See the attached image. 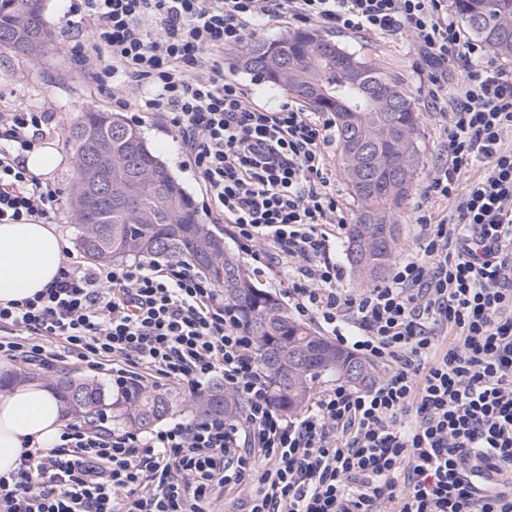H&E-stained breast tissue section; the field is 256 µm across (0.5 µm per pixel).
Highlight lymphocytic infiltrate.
<instances>
[{
    "label": "lymphocytic infiltrate",
    "instance_id": "1",
    "mask_svg": "<svg viewBox=\"0 0 512 512\" xmlns=\"http://www.w3.org/2000/svg\"><path fill=\"white\" fill-rule=\"evenodd\" d=\"M288 19L339 33L409 35L435 66L445 161L427 192L454 207L418 216L416 254L375 287L341 288L325 225L334 122L290 102L271 110L224 75L248 32ZM84 74L138 91L169 115L207 205L241 249L280 277L289 307L386 373L321 390L296 414L267 381L219 291L189 264L64 267L48 288L0 306V357L50 367L55 347L124 387L139 372L199 395L214 379L237 421L173 422L144 434L106 418L66 424L0 476V512H512V73L490 65L448 0H83ZM460 63L449 83L442 66ZM54 113L0 111V224H46L59 192L24 155ZM484 172L467 186L475 163Z\"/></svg>",
    "mask_w": 512,
    "mask_h": 512
}]
</instances>
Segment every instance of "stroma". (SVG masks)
I'll list each match as a JSON object with an SVG mask.
<instances>
[{"mask_svg":"<svg viewBox=\"0 0 512 512\" xmlns=\"http://www.w3.org/2000/svg\"><path fill=\"white\" fill-rule=\"evenodd\" d=\"M81 0H48L46 16L57 34V50L48 57L23 56L0 47V107L21 104L39 110L53 112L59 128L51 142L62 156L61 164L53 171L50 182L60 192V204L54 217L61 233L68 240H75L76 230L71 220V192L75 179L74 152L65 142L64 132L73 124L84 108L94 106L110 112L123 111L125 116H139V128L191 192L198 207H205L206 197L194 171L184 161L173 142L174 131L164 114L139 113L134 104L136 93L132 89L115 90L111 86H98L90 82L75 65L70 48L76 33L66 20L80 5ZM342 43L367 57L394 78L414 100L423 114V147L420 155L415 189L408 197L397 217L400 224L397 256L414 253L418 247L421 227L415 222V208L420 202L431 172L443 155L446 120L435 112L428 98V86L424 75L425 66L409 37L381 40L373 36L341 35ZM130 100L131 106L120 109L119 100ZM0 370L11 372L15 377H36L50 382L54 371L70 373L73 377L90 379L103 385H111L108 371H91L66 358L57 370L44 369L11 360L0 359Z\"/></svg>","mask_w":512,"mask_h":512,"instance_id":"obj_1","label":"stroma"}]
</instances>
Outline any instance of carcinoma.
<instances>
[{"label": "carcinoma", "instance_id": "1", "mask_svg": "<svg viewBox=\"0 0 512 512\" xmlns=\"http://www.w3.org/2000/svg\"><path fill=\"white\" fill-rule=\"evenodd\" d=\"M470 32L496 54L512 57V0H453ZM29 0H0V30L18 34L7 48L21 55L57 49L46 15L28 11ZM237 64L259 80L282 88L316 112L333 115L343 172L358 204L348 225V262L373 281L385 277L394 257L399 224L392 220L411 193L422 152V113L401 86L366 58L313 29L292 30L271 42H250L235 54ZM74 150L77 188L71 201L79 246L88 259L111 262L148 257L165 264H190L224 294V305L252 337L254 351L268 381L271 402L293 413L309 399L320 380L343 377L326 351L338 352L331 340L296 320L280 300L252 278L239 256L224 244V228L208 224L193 197L152 149L141 129L120 112L87 107L67 132ZM95 164L112 183H133L142 169L158 176L156 185L135 195L112 196L90 229L79 204L83 174ZM310 354L306 367L273 368L275 349ZM66 415L89 418L107 409L112 417L148 431L175 407L171 394L128 384L119 392L88 379L61 374L50 382ZM202 418L234 419L241 405L216 382L194 398Z\"/></svg>", "mask_w": 512, "mask_h": 512}]
</instances>
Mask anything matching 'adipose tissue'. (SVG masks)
I'll return each mask as SVG.
<instances>
[{
  "label": "adipose tissue",
  "instance_id": "obj_1",
  "mask_svg": "<svg viewBox=\"0 0 512 512\" xmlns=\"http://www.w3.org/2000/svg\"><path fill=\"white\" fill-rule=\"evenodd\" d=\"M70 244L54 224H0V305L47 288L69 260ZM64 426L63 408L37 379L0 391V474L17 469L25 449L51 448Z\"/></svg>",
  "mask_w": 512,
  "mask_h": 512
}]
</instances>
